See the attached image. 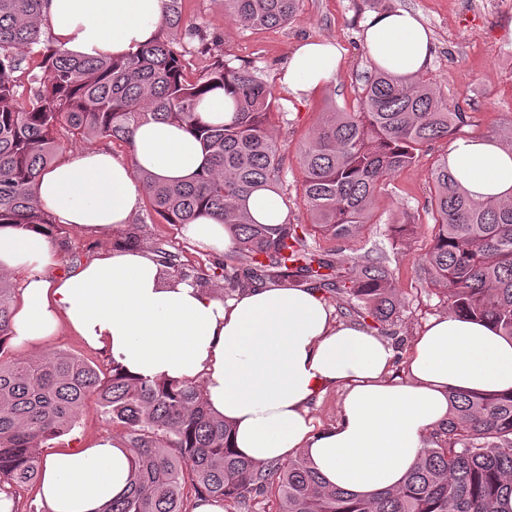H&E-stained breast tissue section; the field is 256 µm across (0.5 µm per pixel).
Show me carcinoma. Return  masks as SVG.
<instances>
[{
	"label": "carcinoma",
	"instance_id": "cac0c4a2",
	"mask_svg": "<svg viewBox=\"0 0 512 512\" xmlns=\"http://www.w3.org/2000/svg\"><path fill=\"white\" fill-rule=\"evenodd\" d=\"M45 0H0V225L53 223L33 186L58 150L57 133L107 138L133 147L150 119L184 124L201 141L206 164L185 183H158L136 171L153 212L167 224L203 214L223 220L235 257L250 263L249 280L270 273L301 278L345 299L347 315L386 327L397 296L386 258L360 265L340 249L309 244L304 224H259L247 197L282 183L281 147L269 127L277 99L256 70L213 54L199 73L161 36L120 59H81L42 38ZM300 0H224L241 26H282ZM161 30L185 28L197 52L218 42L184 24L182 0H165ZM41 58L42 76L28 101L19 100L14 73L23 58ZM221 89L233 120L207 124L196 115L204 96ZM430 81L406 82L377 72L363 86L356 112L333 110L300 148L303 201L312 226L340 241L371 219L376 193L394 174L465 123ZM436 232L422 260L427 284L442 290L452 313L493 324L512 336V197L476 201L443 157L429 171ZM155 260L174 278L188 277L178 255L163 247ZM224 289L244 286L236 267L218 265ZM14 284L0 274V478L28 484L40 473V449L73 429L87 397L98 396L106 420L127 432L132 479L104 512H183L186 481L197 496L246 509L271 492L279 512H502L512 495V394L451 393L448 420L430 433L403 484L370 498L327 486L302 457L256 465L229 445V427L208 408L198 384L132 378L117 365L103 377L66 351L42 359L4 357L13 315Z\"/></svg>",
	"mask_w": 512,
	"mask_h": 512
}]
</instances>
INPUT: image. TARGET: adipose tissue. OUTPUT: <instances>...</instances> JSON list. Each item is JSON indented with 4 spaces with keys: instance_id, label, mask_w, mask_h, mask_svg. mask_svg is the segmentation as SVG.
<instances>
[{
    "instance_id": "obj_1",
    "label": "adipose tissue",
    "mask_w": 512,
    "mask_h": 512,
    "mask_svg": "<svg viewBox=\"0 0 512 512\" xmlns=\"http://www.w3.org/2000/svg\"><path fill=\"white\" fill-rule=\"evenodd\" d=\"M164 0H45L55 44L81 58H121L158 36ZM373 68L409 80L425 70L432 39L420 16L375 12L362 24ZM342 51L323 39L296 46L280 75L294 99L336 80ZM132 160L106 151L68 153L37 179L38 203L55 223L94 234L132 224L145 197L142 169L184 181L202 166L200 142L184 125L148 121ZM448 168L474 199L512 196V154L497 139H459ZM185 235L221 254L232 249L211 216ZM47 229L0 227V271L19 275L20 302L8 343L43 346L68 327L131 376L192 380L231 427L237 453L257 464L306 458L329 486L369 495L399 486L430 432L448 417L454 391H512V338L458 314L430 321L407 351L408 376L390 379L394 348L335 310L311 286L278 283L223 297L194 279L173 281L144 247L117 246L59 274ZM342 391L340 418L317 426L309 405ZM128 451L112 437L51 454L39 496L50 512H101L131 480Z\"/></svg>"
}]
</instances>
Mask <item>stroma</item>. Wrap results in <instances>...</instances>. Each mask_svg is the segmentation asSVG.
Listing matches in <instances>:
<instances>
[{
  "mask_svg": "<svg viewBox=\"0 0 512 512\" xmlns=\"http://www.w3.org/2000/svg\"><path fill=\"white\" fill-rule=\"evenodd\" d=\"M394 9L416 12L429 29L433 53L425 74L449 106L467 113L468 122L458 130V137H511L512 0H301L295 19L288 25L259 31L242 29L225 12L220 0H184L185 22L199 27L208 38L220 39L224 57L257 69L288 114L284 120L276 115L271 118L281 145L283 176L278 194L288 206V223L311 221L302 200L301 145L324 112L334 107L347 112L357 110L361 88L374 74L363 48L362 23L369 13ZM310 38L338 44L343 50L342 60L335 83L298 102L291 99L278 77L292 49ZM450 146L447 139L436 142L416 166L391 177L388 186L377 193L371 222L361 236L337 244L316 232L310 236L311 242L326 249L340 246L361 262L387 256L399 307L382 336L396 350L392 372L399 379L405 376L406 350L412 340L427 322L448 312L446 298L425 283L420 264L434 237V219L427 205L428 173ZM400 213L407 214L415 229L396 241L389 226ZM135 221L142 227L143 245L151 249L160 245L179 253L189 273H213L218 255L194 245L185 237L182 225L165 223L146 203ZM61 237L68 246L57 252L56 271L60 274L120 240L116 234H88L68 226L62 227ZM48 350L66 351L104 374L112 372L106 353L90 348L69 330H62L35 354L40 357ZM104 435L121 442L126 431L105 422L92 395L74 429L52 440L41 453L46 456L67 448L87 447Z\"/></svg>",
  "mask_w": 512,
  "mask_h": 512,
  "instance_id": "35a3bbf8",
  "label": "stroma"
}]
</instances>
